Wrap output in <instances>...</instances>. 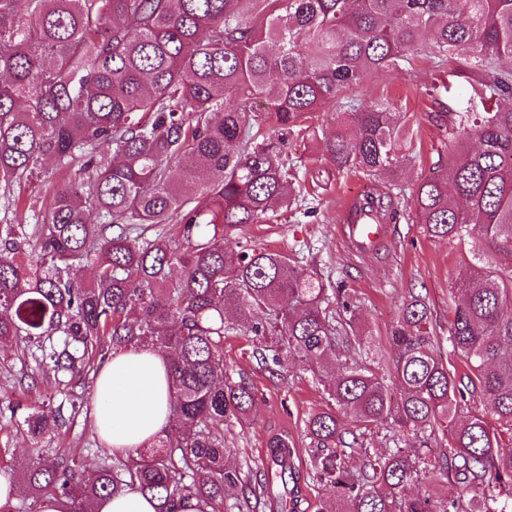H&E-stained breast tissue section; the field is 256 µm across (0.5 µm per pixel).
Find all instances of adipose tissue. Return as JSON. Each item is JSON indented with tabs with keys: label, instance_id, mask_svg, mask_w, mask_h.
<instances>
[{
	"label": "adipose tissue",
	"instance_id": "ef3b65f1",
	"mask_svg": "<svg viewBox=\"0 0 512 512\" xmlns=\"http://www.w3.org/2000/svg\"><path fill=\"white\" fill-rule=\"evenodd\" d=\"M168 359L152 349L114 351L95 383L94 427L114 455L124 456L171 423Z\"/></svg>",
	"mask_w": 512,
	"mask_h": 512
}]
</instances>
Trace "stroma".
Segmentation results:
<instances>
[{
  "label": "stroma",
  "mask_w": 512,
  "mask_h": 512,
  "mask_svg": "<svg viewBox=\"0 0 512 512\" xmlns=\"http://www.w3.org/2000/svg\"><path fill=\"white\" fill-rule=\"evenodd\" d=\"M444 82L451 85L449 104L466 101L470 88L465 79L447 78L423 60L416 61L400 78L374 73L359 86L356 96L361 102H383L405 112L413 135L411 162L381 177L375 184L378 192L391 191L396 184L412 188L435 163L447 161L453 146L439 130L426 94L432 84ZM334 118L331 112L315 113L308 135L288 141L289 154L301 160L296 175L309 194L307 203L314 207V215L304 216L299 209L279 210L264 223L248 224L225 236V247L249 246L280 253L317 272L326 284L344 282L359 308V331L375 348L386 347L387 330L403 301L420 296L432 313L438 355L456 378L465 379L467 368L449 345L448 318L450 287L469 273L467 246L426 236L421 225L411 223L404 206L376 250L354 253L339 226L343 205L362 191L365 182L358 173L338 171L324 151L323 141L334 129ZM254 348L251 336L242 332L232 331L224 337V363L230 380L246 381L255 391L248 423L224 424V461L244 471L251 484H262L251 512H272L273 498L289 494L290 489L281 482L263 485L267 443L272 435H288L295 442L292 464L302 475V512H335L340 506L335 490L309 475V447L303 431L305 416L327 404L329 381L313 376L302 363L290 365L286 375L273 374L255 358ZM100 365V360H93L88 373L57 384L41 376L35 356L21 346L9 347L0 359V451L6 453L4 462L15 483H24L30 459L40 453L50 456L56 449L67 450L89 471L109 457L91 424ZM45 393L51 400L44 404V411L57 409L72 395L79 397L81 407L73 421L36 445L26 434L24 419Z\"/></svg>",
  "instance_id": "stroma-1"
}]
</instances>
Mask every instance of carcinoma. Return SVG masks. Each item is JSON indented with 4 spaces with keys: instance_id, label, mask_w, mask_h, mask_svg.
Wrapping results in <instances>:
<instances>
[{
    "instance_id": "1",
    "label": "carcinoma",
    "mask_w": 512,
    "mask_h": 512,
    "mask_svg": "<svg viewBox=\"0 0 512 512\" xmlns=\"http://www.w3.org/2000/svg\"><path fill=\"white\" fill-rule=\"evenodd\" d=\"M419 56L472 82L463 109L446 105V85L428 93L457 150L417 184L411 218L432 238L478 245L473 272L453 284L448 340L483 388L493 428L463 414L422 299L404 302L389 330L393 391L351 335L350 295L285 255L224 247L238 227L296 202L288 137L328 105L336 131L324 148L338 170L370 182L401 168V113L354 92ZM47 159L79 165V178L42 200L48 223L0 224V352L25 342L59 383L97 352L150 347L170 358L173 424L150 450L89 477L65 453L36 459L26 473L34 495L65 498L71 512L130 487L156 498L158 512L190 497L199 512H225L234 490L248 503L256 490L224 465V422L247 420L253 406L224 365V334L237 325L258 337L274 372L302 362L331 375L329 403L304 428L312 476L336 489L341 512H512V449L502 443L512 435V0H0L8 205L20 208L15 187ZM396 215L393 195L369 189L347 223ZM173 221L177 238L143 236V225ZM83 263L96 269L89 287L68 276ZM341 345L352 356L338 365ZM64 422L38 407L24 419L37 442ZM380 426L399 444L348 467ZM427 431L448 437L442 455L422 450ZM269 448L268 466L298 482L293 443L275 436ZM452 477L467 493L409 491Z\"/></svg>"
}]
</instances>
